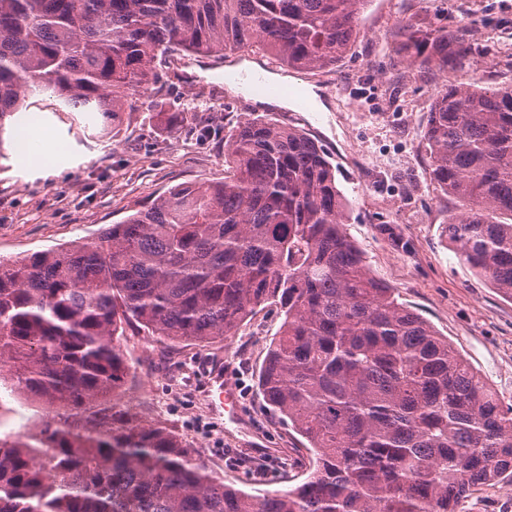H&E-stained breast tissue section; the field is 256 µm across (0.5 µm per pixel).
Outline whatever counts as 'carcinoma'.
<instances>
[{
	"instance_id": "carcinoma-1",
	"label": "carcinoma",
	"mask_w": 512,
	"mask_h": 512,
	"mask_svg": "<svg viewBox=\"0 0 512 512\" xmlns=\"http://www.w3.org/2000/svg\"><path fill=\"white\" fill-rule=\"evenodd\" d=\"M369 0H0V147L31 108L112 118L139 109L174 51L257 47L288 72L331 69ZM399 50L448 71V28ZM429 175L460 203L443 225L461 262L512 299V84L451 85L424 131ZM224 181L176 185L91 243L0 257V358L17 389L64 408L0 437V512H459L512 480V407L423 317L373 277L343 231L324 150L263 117L224 141ZM284 319L258 373L267 407L309 444L313 470L247 493L187 439L119 415L135 326L177 347Z\"/></svg>"
}]
</instances>
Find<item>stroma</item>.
<instances>
[{"mask_svg": "<svg viewBox=\"0 0 512 512\" xmlns=\"http://www.w3.org/2000/svg\"><path fill=\"white\" fill-rule=\"evenodd\" d=\"M407 27L456 30L468 52L451 71L421 69L394 51ZM328 75L322 112L256 107L225 83L217 60L193 80L164 69L159 92H148L99 140L52 112H34L59 149L45 170L48 162L25 148V123L13 124L0 158V256L95 241L172 186L223 180L225 136L262 116L310 134L327 151L348 204L345 232L371 275L512 406V299L462 264L443 235L459 203L431 181L424 140L434 97L448 85L512 83V0H368L350 51ZM387 190L399 192L395 205H379ZM282 320L279 307L268 305L235 335L175 349L143 333L116 337L129 365L113 397L117 410L163 422L200 462L248 493L299 484L310 459L305 441L267 410L256 385ZM211 365L239 388L237 423L201 395ZM57 413L0 373L1 434L36 433Z\"/></svg>", "mask_w": 512, "mask_h": 512, "instance_id": "obj_1", "label": "stroma"}]
</instances>
